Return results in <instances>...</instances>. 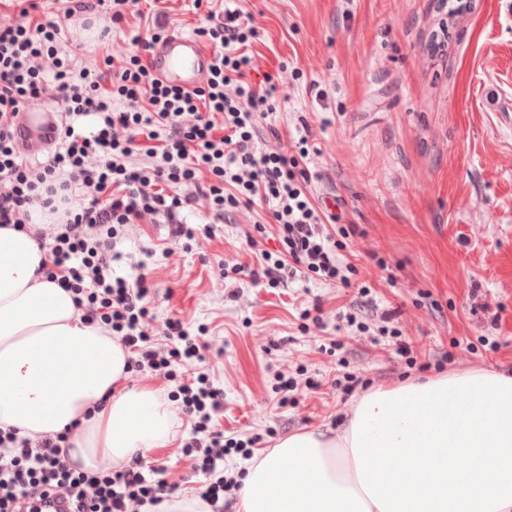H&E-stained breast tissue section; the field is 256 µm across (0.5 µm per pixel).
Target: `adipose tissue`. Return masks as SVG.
I'll return each instance as SVG.
<instances>
[{"instance_id":"ef3b65f1","label":"adipose tissue","mask_w":512,"mask_h":512,"mask_svg":"<svg viewBox=\"0 0 512 512\" xmlns=\"http://www.w3.org/2000/svg\"><path fill=\"white\" fill-rule=\"evenodd\" d=\"M45 258L27 232L0 226V426L71 430L89 467L164 447L175 411L121 388L127 353L42 278ZM242 483L238 512H512V375L374 388L336 428L255 456Z\"/></svg>"}]
</instances>
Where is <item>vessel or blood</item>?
Segmentation results:
<instances>
[{
  "instance_id": "obj_1",
  "label": "vessel or blood",
  "mask_w": 512,
  "mask_h": 512,
  "mask_svg": "<svg viewBox=\"0 0 512 512\" xmlns=\"http://www.w3.org/2000/svg\"><path fill=\"white\" fill-rule=\"evenodd\" d=\"M210 63L211 54L197 37L174 30L155 44L150 72L168 85L191 90L206 80Z\"/></svg>"
}]
</instances>
